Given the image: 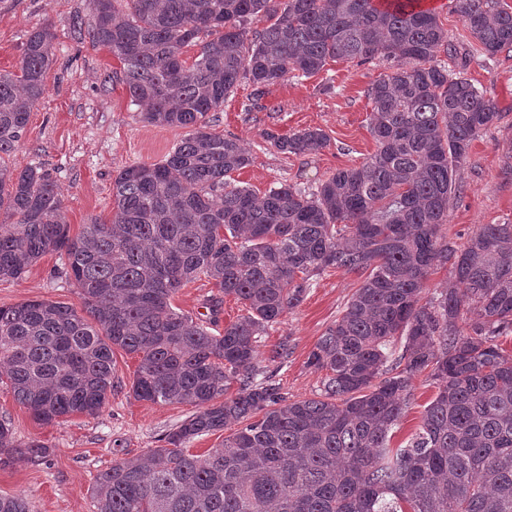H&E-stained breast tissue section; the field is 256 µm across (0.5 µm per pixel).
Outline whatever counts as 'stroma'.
<instances>
[{
    "instance_id": "35a3bbf8",
    "label": "stroma",
    "mask_w": 512,
    "mask_h": 512,
    "mask_svg": "<svg viewBox=\"0 0 512 512\" xmlns=\"http://www.w3.org/2000/svg\"><path fill=\"white\" fill-rule=\"evenodd\" d=\"M434 8L450 44L468 53L464 65L449 66V74L470 80L503 114L473 141L457 176L460 194L448 203L441 235L460 249L479 225L512 223V50L493 57L472 52V38L454 10V0H436ZM90 18L89 0H0L1 71L18 69L32 27L45 26L54 35L45 94L31 110L9 163L19 170L39 166L50 174L74 235L94 219L109 218L118 171L164 160L183 135L182 129L143 120L141 107L131 103L118 76V60L74 28V21ZM389 67L382 58L365 64L332 61L315 75L291 76L268 86L255 109L249 106L252 85L239 82L223 107L209 115L212 133L240 140L252 156L250 166L232 173V182L259 194L282 182L309 192L336 169L364 163L376 150L368 130L367 90ZM305 128L323 130L327 148L307 156L287 155L266 140L270 132L288 135ZM62 263L59 254L49 253L23 278L0 280V306L38 299L81 307L77 288L55 273ZM359 284L358 274L327 269L314 276L297 307L266 327L256 364L289 400L317 397L324 373L309 366V355ZM218 296L212 282L201 277L180 288L172 306L217 333L246 313L231 297L211 309L212 298ZM282 344L288 348L287 358H274V349ZM113 361L114 388L94 417L73 415L40 424L0 383V415L10 417L17 441L38 440L49 448L42 462L17 455L0 464V495H24L31 512H95L91 487L96 474L112 462L164 447L165 435L193 414L189 405L135 399L131 384L138 357L117 348ZM435 394L425 376L415 377L411 405L392 436V447L407 444Z\"/></svg>"
}]
</instances>
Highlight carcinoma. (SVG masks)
I'll use <instances>...</instances> for the list:
<instances>
[{"label": "carcinoma", "instance_id": "obj_1", "mask_svg": "<svg viewBox=\"0 0 512 512\" xmlns=\"http://www.w3.org/2000/svg\"><path fill=\"white\" fill-rule=\"evenodd\" d=\"M90 0L87 35L122 64L147 122L186 134L166 158L121 169L112 214L72 237L55 182L6 162L45 93L54 35H28L16 72H0V280L44 255L67 262L82 310L28 300L0 307V362L35 420L96 415L114 387L113 347L139 357L136 399L196 408L166 446L98 472L97 512H512V224H481L464 249L442 242L457 173L501 112L435 61L448 41L421 0ZM475 51L512 48L502 0H455ZM268 21L262 29L255 22ZM199 47L193 61L184 49ZM383 57L369 130L376 151L306 196L287 183L259 197L229 177L250 165L238 140L208 131V113L240 80L268 86L330 61ZM280 153L308 155L328 136L267 134ZM452 263V288L426 301L428 275ZM328 268L364 275L311 352L320 397L290 401L254 368L258 336L296 307ZM247 315L215 334L172 308L200 276ZM437 388L418 430L390 446L413 378ZM238 391L227 392L233 381ZM233 429L201 457L194 438ZM49 448L19 444L0 418V463ZM0 512H30L0 495Z\"/></svg>", "mask_w": 512, "mask_h": 512}]
</instances>
